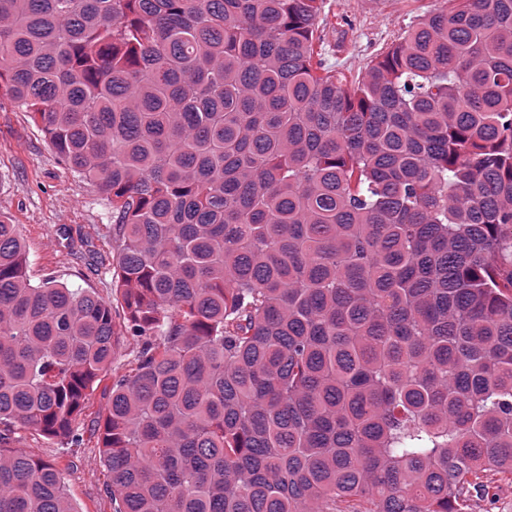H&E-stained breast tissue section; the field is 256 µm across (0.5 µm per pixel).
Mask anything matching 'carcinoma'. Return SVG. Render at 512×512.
<instances>
[{
	"instance_id": "1",
	"label": "carcinoma",
	"mask_w": 512,
	"mask_h": 512,
	"mask_svg": "<svg viewBox=\"0 0 512 512\" xmlns=\"http://www.w3.org/2000/svg\"><path fill=\"white\" fill-rule=\"evenodd\" d=\"M323 0H0V92L112 208L113 512H472L512 477V0L349 83ZM105 301L0 220V424L81 445ZM0 512H76L0 447Z\"/></svg>"
}]
</instances>
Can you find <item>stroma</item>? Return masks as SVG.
<instances>
[{"instance_id": "35a3bbf8", "label": "stroma", "mask_w": 512, "mask_h": 512, "mask_svg": "<svg viewBox=\"0 0 512 512\" xmlns=\"http://www.w3.org/2000/svg\"><path fill=\"white\" fill-rule=\"evenodd\" d=\"M442 7L441 0H324L326 13L348 21L345 29H324L325 43L336 49L327 62L356 77L399 34ZM0 219L18 226L32 282L52 277L89 289L120 310L112 287L118 246L108 201L59 161L30 114L5 97L0 98ZM141 344V337L121 331L109 372L87 389L75 422L81 447L31 427L0 424V439L8 447L24 449L58 470L76 512H112L98 427L114 377L130 368Z\"/></svg>"}]
</instances>
